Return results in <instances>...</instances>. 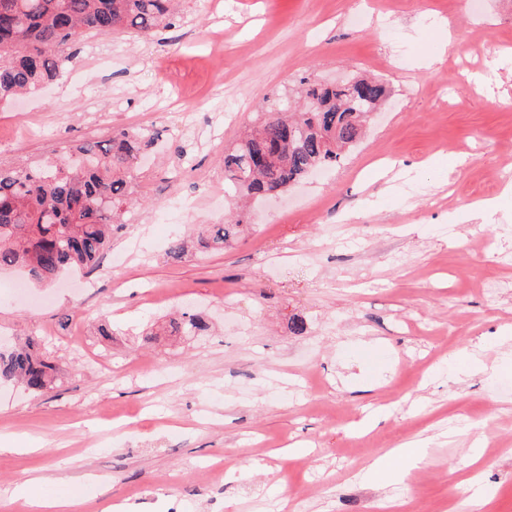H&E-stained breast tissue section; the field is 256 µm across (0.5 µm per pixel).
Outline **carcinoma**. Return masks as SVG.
I'll use <instances>...</instances> for the list:
<instances>
[{
	"mask_svg": "<svg viewBox=\"0 0 512 512\" xmlns=\"http://www.w3.org/2000/svg\"><path fill=\"white\" fill-rule=\"evenodd\" d=\"M177 17L176 0H0V102L54 81L60 45L85 33L150 36L176 26ZM301 83L303 99L316 101L313 109L290 111L273 102L257 129L224 154L225 195L232 206L283 191L338 163L386 96L385 85L372 79H359L350 88L306 78ZM149 146L139 132L125 128L36 170H0V269L22 270L44 284L65 271L100 267L129 203L127 179ZM241 231L240 219L210 224L197 236L199 251H222ZM170 327L190 334L205 323L184 312ZM10 380L34 392L52 386L54 366L37 339L0 351V382Z\"/></svg>",
	"mask_w": 512,
	"mask_h": 512,
	"instance_id": "1",
	"label": "carcinoma"
}]
</instances>
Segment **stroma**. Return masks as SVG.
<instances>
[{
    "mask_svg": "<svg viewBox=\"0 0 512 512\" xmlns=\"http://www.w3.org/2000/svg\"><path fill=\"white\" fill-rule=\"evenodd\" d=\"M180 9L151 39L62 46L53 84L0 105L2 169L118 128L155 139L100 270L23 290L0 270V339L38 337L56 365L48 392L0 388V499L30 512L14 490L37 476L80 487L82 512H376L388 490L360 472L421 441L406 512H468L473 475L512 512V197L468 211L512 156V0ZM354 75L387 95L339 164L249 203L223 252L168 258L223 223L224 153L270 100ZM186 310L208 330L161 335Z\"/></svg>",
    "mask_w": 512,
    "mask_h": 512,
    "instance_id": "stroma-1",
    "label": "stroma"
}]
</instances>
